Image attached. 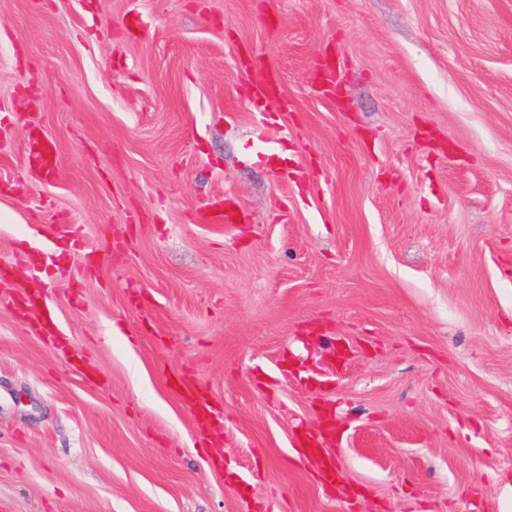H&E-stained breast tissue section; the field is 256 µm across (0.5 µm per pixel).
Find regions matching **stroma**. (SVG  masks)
<instances>
[{"mask_svg": "<svg viewBox=\"0 0 512 512\" xmlns=\"http://www.w3.org/2000/svg\"><path fill=\"white\" fill-rule=\"evenodd\" d=\"M1 178L0 512H512V0H0Z\"/></svg>", "mask_w": 512, "mask_h": 512, "instance_id": "obj_1", "label": "stroma"}]
</instances>
